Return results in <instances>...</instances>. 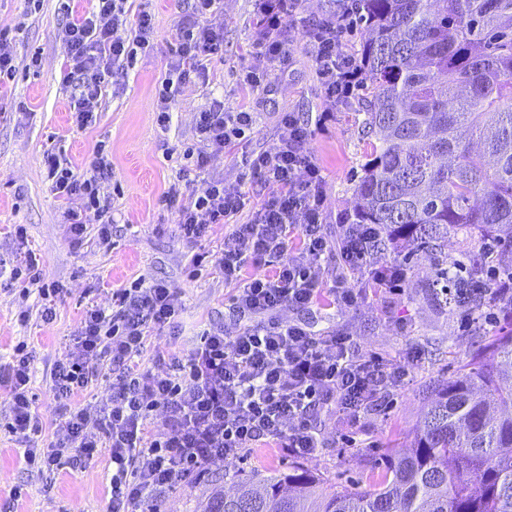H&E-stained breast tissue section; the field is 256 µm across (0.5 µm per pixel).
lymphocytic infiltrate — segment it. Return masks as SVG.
I'll list each match as a JSON object with an SVG mask.
<instances>
[{
	"label": "lymphocytic infiltrate",
	"instance_id": "lymphocytic-infiltrate-1",
	"mask_svg": "<svg viewBox=\"0 0 512 512\" xmlns=\"http://www.w3.org/2000/svg\"><path fill=\"white\" fill-rule=\"evenodd\" d=\"M134 0H98L96 14L70 18L59 37L66 59L61 83L70 89L71 118L77 128L96 122L103 88L111 73L133 67L139 55L154 48V20L134 11ZM254 19L250 63L243 82L265 86L273 67H284L296 40L312 53L317 81L329 104L352 97L360 72L347 53L341 32L350 25L352 8L323 15L305 26H291L298 0H250ZM222 0H192L170 38V61L153 102L155 122L167 128L176 98L184 88L209 83L212 65L224 58ZM256 118L246 110L225 109L212 97L194 115L192 138L178 153L176 182L164 192L178 204L179 237L189 243L205 237L213 224L229 225L217 259L225 282L235 284L231 311L237 328L203 330L188 358H171L165 371L143 366L140 356L178 314L180 289L146 278L112 293L111 309L87 305L66 361L55 363L50 378L62 404L55 439L41 448L43 425L29 389L32 353L17 346L0 365V386L10 395L4 424L24 447L26 463L40 473L79 467L100 451L112 460L111 512H162L166 498L181 483L204 478L218 459L244 461L253 445L275 442L290 457H307L325 447L318 416L334 412L349 426L380 401L387 387L402 383L408 368L386 364L358 352L348 332L314 334L298 321L281 319L283 309L310 310L322 291L340 306L352 308L362 298L351 283L364 271L368 284L401 293L404 264H381L373 245L380 233L360 224L343 235L341 271L332 286L324 284L323 256L330 252L324 231L325 187L308 148L309 130L295 113H282L272 140L242 158V165L264 191L260 205L211 171L214 158L250 140ZM51 189L64 203L63 217L73 244L89 225H97L100 243H109L115 221L109 200L112 163L96 149L89 168L74 173L55 154L46 157ZM251 210L243 224L234 218ZM256 273L244 276L246 265ZM20 301L38 295L42 318L52 321L48 287L37 264L13 267ZM114 374L112 394L103 405L71 406L69 399ZM161 417L160 430L149 423Z\"/></svg>",
	"mask_w": 512,
	"mask_h": 512
}]
</instances>
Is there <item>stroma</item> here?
Listing matches in <instances>:
<instances>
[{
    "mask_svg": "<svg viewBox=\"0 0 512 512\" xmlns=\"http://www.w3.org/2000/svg\"><path fill=\"white\" fill-rule=\"evenodd\" d=\"M94 7L93 0H43L40 10L32 12L25 0H0V28L15 30L14 50L22 66L0 99V259L14 265L35 255L46 283L64 288L52 322L42 320L41 306L32 297L27 302L30 316L23 324L17 319V292L0 284V360L10 361L18 342H27L33 349L30 388L37 397L35 407L44 424L46 444L54 437L58 417L50 369L70 353L87 304L111 308L113 291L140 275L181 289L182 311L152 337L142 356L145 366L155 370L161 367V355L188 357L204 327L234 325L229 313L234 287L225 283L219 269L209 264L198 279L186 276L193 255L216 257L228 225H214L198 243H186L176 232V207L161 201L178 169L176 149L191 137L194 114L207 93L223 96L225 108L245 103L257 114L251 140L212 162L213 169L223 172L225 183L246 192L255 205L263 195L257 183L241 176L243 154L270 140L282 113H297L308 124L309 149L326 182L324 209L331 239H339L342 233L341 224L352 211L354 189L370 154L356 100L337 105L334 119L319 124L326 101L307 44L295 45L288 65L274 72L265 90H243L240 82L253 27L249 0H224V60L208 88L188 89L179 96L165 130L156 125L150 107L166 71L168 40L178 15L171 0H150L156 30L153 52L139 56L133 68L114 76V87L104 92L96 124L77 129L70 114L71 98L60 85L63 53L58 32L68 16L91 13ZM34 50L40 51L42 65L33 74L23 66ZM100 142L112 158L116 223L109 246L100 245L92 224L77 248L63 222L61 202L49 188L45 159L48 153L63 151L73 171L80 174ZM18 224L26 230L21 239L14 234ZM378 260L406 262L403 295L368 289L365 272L357 271L352 280L361 288L363 300L355 308L281 313L283 320L302 321L318 333L345 330L360 353L386 363L406 360L415 349L422 354L409 382L391 388L387 405L362 416L356 427H347L337 417L326 419V448L302 458L301 463L333 484L359 478L384 452L402 448L432 388L472 362L486 338L512 332L508 315L491 325L481 321L467 326L462 312L440 310L428 289L434 272L429 255L417 253L407 259L390 248ZM345 435L354 437L355 445L342 443ZM289 462V457L273 448L257 450L243 463L215 461L204 479L183 484L170 495L165 512H202L212 493L233 491L244 474L284 469ZM111 475L112 463L105 451L85 467L39 473L25 464L20 443L0 431V512H108ZM16 486L23 489L18 500L10 496Z\"/></svg>",
    "mask_w": 512,
    "mask_h": 512,
    "instance_id": "1",
    "label": "stroma"
}]
</instances>
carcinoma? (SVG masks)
Returning a JSON list of instances; mask_svg holds the SVG:
<instances>
[{
    "label": "carcinoma",
    "instance_id": "obj_1",
    "mask_svg": "<svg viewBox=\"0 0 512 512\" xmlns=\"http://www.w3.org/2000/svg\"><path fill=\"white\" fill-rule=\"evenodd\" d=\"M361 108L371 158L352 224L375 249L434 261L439 304L499 305L512 274V0H359ZM479 234L468 261L448 238ZM324 482L296 464L242 479L204 512H512V333L438 386L410 435L363 482Z\"/></svg>",
    "mask_w": 512,
    "mask_h": 512
}]
</instances>
